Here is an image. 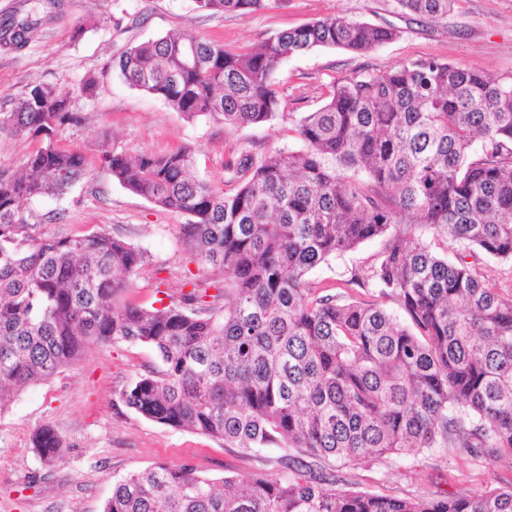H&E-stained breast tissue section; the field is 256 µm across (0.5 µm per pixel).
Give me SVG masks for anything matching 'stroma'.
I'll return each mask as SVG.
<instances>
[{"label": "stroma", "mask_w": 512, "mask_h": 512, "mask_svg": "<svg viewBox=\"0 0 512 512\" xmlns=\"http://www.w3.org/2000/svg\"><path fill=\"white\" fill-rule=\"evenodd\" d=\"M32 41L17 48L0 43V113L33 83L79 87L94 79L93 92L79 101L86 120L58 139L81 152L89 173L63 198L25 201L38 232L77 237L100 229L145 250L148 262L132 277L122 299L151 307L160 293L178 295L188 272L224 279L213 268L190 262L180 226L186 216L162 210L114 183L101 165L105 153H165L197 150L198 177L224 184V168L241 154H264L288 143L287 125L270 123L230 129L185 120L161 100L126 86L113 68L128 46L171 31L203 37L238 51L276 34L328 16H346L393 27L391 43L356 56L324 48L283 63L274 87L284 112L293 117L320 108L330 85L364 71L381 74L421 58H437L488 74L512 73V0H457L435 22L404 13L396 0H269L249 15L197 11L192 0H59ZM82 35H75L76 25ZM381 243L361 244L314 269L309 282L339 293L352 271L372 262ZM147 346L127 341L90 344L79 360L47 381L21 390L0 412V512H102L114 483L159 463L189 464L212 479L232 474L248 481L263 475L291 477L280 465L283 448L245 453L222 442L172 429L127 409L120 390L157 365ZM52 426L63 439L59 458L40 460L32 437ZM339 479L379 495L480 493L512 482V463L478 462L447 448L370 461L338 470Z\"/></svg>", "instance_id": "stroma-1"}]
</instances>
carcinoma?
Listing matches in <instances>:
<instances>
[{
  "label": "carcinoma",
  "instance_id": "1",
  "mask_svg": "<svg viewBox=\"0 0 512 512\" xmlns=\"http://www.w3.org/2000/svg\"><path fill=\"white\" fill-rule=\"evenodd\" d=\"M193 2L223 14L267 0ZM396 2L438 19L456 0ZM43 21L37 3L1 21L0 40L25 44ZM398 35L333 16L240 52L168 33L119 56L125 83L187 120L241 129L280 119L297 143L244 155L222 189L197 178L191 146L103 155L113 182L188 217L193 261L230 273L222 283L187 278L190 290L159 307L117 304L145 251L105 230L39 235L23 209L87 174L84 155L57 137L84 121L78 101L93 82L34 83L0 117L43 141L21 168L0 169V406L89 343L124 340L160 359L119 392L127 408L230 448L294 451L288 480H215L158 464L118 481L102 512H512V484L449 497L335 487L338 464L432 448L512 460V295L465 261L477 252L512 261V74L412 60L335 81L296 120L273 88L294 56L328 47L364 55ZM375 239V260L344 281L368 297L309 283L313 269ZM32 444L51 463L63 442L42 427Z\"/></svg>",
  "mask_w": 512,
  "mask_h": 512
}]
</instances>
